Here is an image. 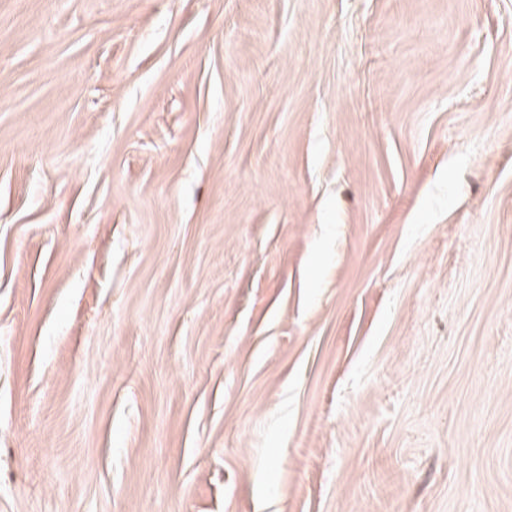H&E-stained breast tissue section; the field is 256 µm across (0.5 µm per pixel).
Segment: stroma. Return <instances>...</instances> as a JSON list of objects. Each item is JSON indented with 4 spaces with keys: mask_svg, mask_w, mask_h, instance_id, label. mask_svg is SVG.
Segmentation results:
<instances>
[{
    "mask_svg": "<svg viewBox=\"0 0 512 512\" xmlns=\"http://www.w3.org/2000/svg\"><path fill=\"white\" fill-rule=\"evenodd\" d=\"M0 512H512V0H0Z\"/></svg>",
    "mask_w": 512,
    "mask_h": 512,
    "instance_id": "35a3bbf8",
    "label": "stroma"
}]
</instances>
